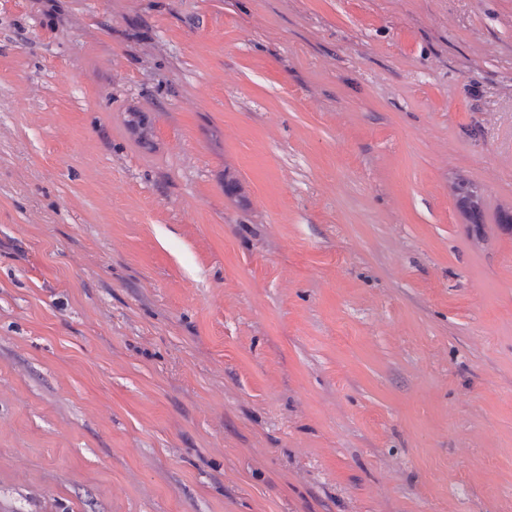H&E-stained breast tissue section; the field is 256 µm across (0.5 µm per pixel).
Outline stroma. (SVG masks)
Instances as JSON below:
<instances>
[{
	"label": "stroma",
	"instance_id": "stroma-1",
	"mask_svg": "<svg viewBox=\"0 0 512 512\" xmlns=\"http://www.w3.org/2000/svg\"><path fill=\"white\" fill-rule=\"evenodd\" d=\"M500 210L512 0H0V512H512Z\"/></svg>",
	"mask_w": 512,
	"mask_h": 512
}]
</instances>
